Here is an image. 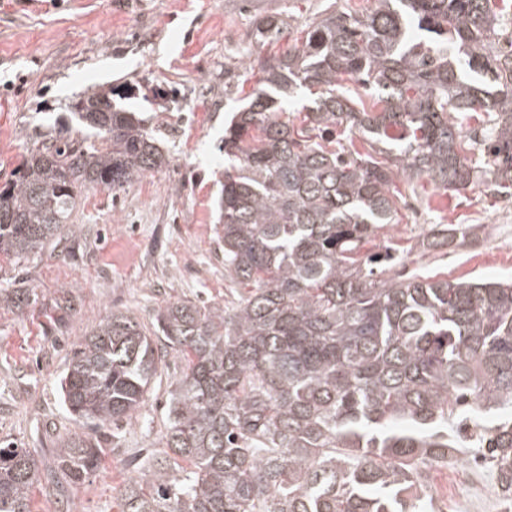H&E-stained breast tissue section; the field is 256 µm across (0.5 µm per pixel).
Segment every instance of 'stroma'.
<instances>
[{"label": "stroma", "instance_id": "35a3bbf8", "mask_svg": "<svg viewBox=\"0 0 512 512\" xmlns=\"http://www.w3.org/2000/svg\"><path fill=\"white\" fill-rule=\"evenodd\" d=\"M363 0H0V188L11 182L30 138L64 126L75 94L112 88V102L161 130L165 166L118 190L85 188L72 224L19 265H0V444L27 449L39 466L32 512H120L119 491L144 477L163 450L167 403L184 364L168 356L143 402L119 428L71 416L59 380L85 329L109 313L134 314L152 327L159 307L182 299L223 305L224 244L218 222L224 182V127L254 80L227 98L224 82L243 73L247 55L264 56L255 33L269 16L292 29L330 3ZM399 222L382 230L403 252L407 270L454 278H512V198L484 186L446 192L427 180L408 188ZM432 224H471L465 247L424 253ZM28 288L17 308L6 293ZM95 434L104 454L76 481L55 485L56 456L73 434ZM441 512H512L494 475L472 490L467 463Z\"/></svg>", "mask_w": 512, "mask_h": 512}]
</instances>
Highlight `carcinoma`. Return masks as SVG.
I'll return each mask as SVG.
<instances>
[{
  "instance_id": "1",
  "label": "carcinoma",
  "mask_w": 512,
  "mask_h": 512,
  "mask_svg": "<svg viewBox=\"0 0 512 512\" xmlns=\"http://www.w3.org/2000/svg\"><path fill=\"white\" fill-rule=\"evenodd\" d=\"M509 29L497 0H372L246 63L259 78L224 129L219 216L237 298L169 301L151 330L114 311L80 336L60 381L71 415L115 426L157 375L155 339L184 362L163 456L123 487L121 512H436L428 468L460 448L479 449L512 499V279L406 275L389 241L363 252L396 223V177L512 197ZM257 33L275 45L283 22ZM296 100L306 104L282 118ZM68 111L75 132L33 140L0 188V257L15 264L72 222L78 190L120 189L164 163L158 129L112 92ZM473 233L431 224L419 246L457 248ZM492 410L506 415L489 423ZM102 452L76 434L59 468L78 480ZM38 479L27 449L0 446V512H31Z\"/></svg>"
}]
</instances>
